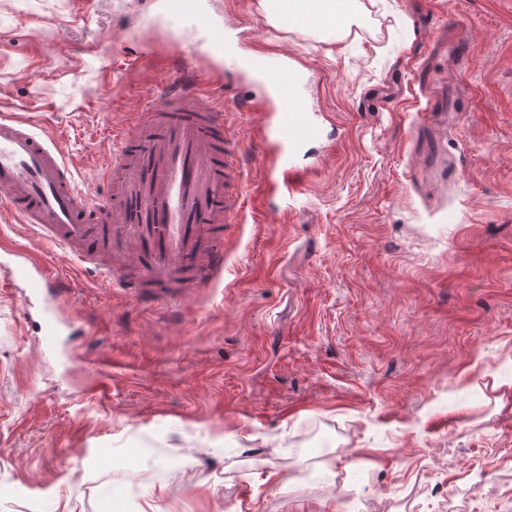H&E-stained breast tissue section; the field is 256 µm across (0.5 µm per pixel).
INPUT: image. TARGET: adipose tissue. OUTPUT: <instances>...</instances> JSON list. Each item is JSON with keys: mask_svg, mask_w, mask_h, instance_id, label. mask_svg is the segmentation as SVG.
I'll return each mask as SVG.
<instances>
[{"mask_svg": "<svg viewBox=\"0 0 512 512\" xmlns=\"http://www.w3.org/2000/svg\"><path fill=\"white\" fill-rule=\"evenodd\" d=\"M359 0H280V24L309 22L315 30L340 32L359 13Z\"/></svg>", "mask_w": 512, "mask_h": 512, "instance_id": "1", "label": "adipose tissue"}]
</instances>
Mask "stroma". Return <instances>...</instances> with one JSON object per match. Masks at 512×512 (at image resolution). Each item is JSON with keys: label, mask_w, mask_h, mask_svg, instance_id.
<instances>
[{"label": "stroma", "mask_w": 512, "mask_h": 512, "mask_svg": "<svg viewBox=\"0 0 512 512\" xmlns=\"http://www.w3.org/2000/svg\"><path fill=\"white\" fill-rule=\"evenodd\" d=\"M202 2L0 0V111L53 137L80 191L105 194L108 127L185 67L223 97L245 185L219 287L158 302L0 199V240L56 274L66 325L46 347L42 299L0 272V512H140L157 490L163 512H512V0H360L334 35ZM213 24L318 76L292 198L266 188V90L238 111Z\"/></svg>", "instance_id": "35a3bbf8"}]
</instances>
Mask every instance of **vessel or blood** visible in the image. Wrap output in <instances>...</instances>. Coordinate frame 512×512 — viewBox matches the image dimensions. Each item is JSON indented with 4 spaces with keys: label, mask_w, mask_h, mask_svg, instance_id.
I'll return each mask as SVG.
<instances>
[{
    "label": "vessel or blood",
    "mask_w": 512,
    "mask_h": 512,
    "mask_svg": "<svg viewBox=\"0 0 512 512\" xmlns=\"http://www.w3.org/2000/svg\"><path fill=\"white\" fill-rule=\"evenodd\" d=\"M217 47L240 56L243 71L274 92L262 126L269 154L268 185L295 193L306 171L290 163L295 148L318 127L299 110L312 78L288 63L243 56L232 34ZM201 92L165 86L154 101L113 130L115 159L103 174L106 196L90 199L73 181L63 154L30 121L0 115V189L21 223L53 247L72 254L102 280L153 299L172 288H211L224 273V226L240 211L241 164L235 138L224 125V102L200 106ZM0 271L25 280L44 300L48 345L61 322L54 318L57 282L28 254L5 248Z\"/></svg>",
    "instance_id": "obj_1"
}]
</instances>
